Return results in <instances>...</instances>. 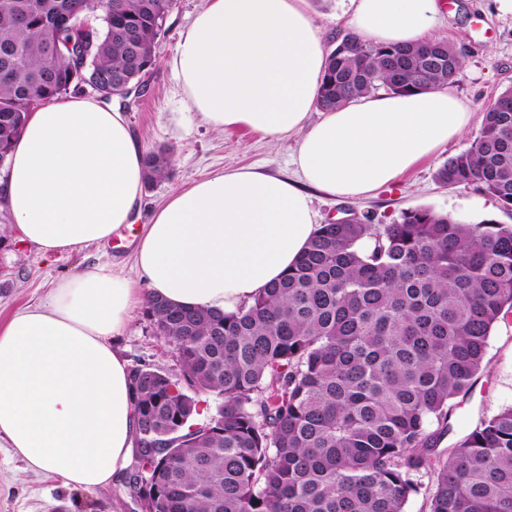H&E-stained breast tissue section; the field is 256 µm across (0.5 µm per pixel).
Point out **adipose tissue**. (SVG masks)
<instances>
[{"label": "adipose tissue", "instance_id": "1", "mask_svg": "<svg viewBox=\"0 0 512 512\" xmlns=\"http://www.w3.org/2000/svg\"><path fill=\"white\" fill-rule=\"evenodd\" d=\"M354 34L427 40L437 0H351ZM326 49L307 0H202L172 68L191 112L216 128L296 136L297 179L247 167L170 195L142 225L134 276L96 265L59 277L47 301L0 324V440L26 469L91 491L120 480L137 417L114 347L157 296L231 312L296 263L318 229L308 188L373 195L469 127L453 92L379 93L311 113ZM145 152L122 112L85 96L37 105L0 172L15 239L55 259L108 244L143 200Z\"/></svg>", "mask_w": 512, "mask_h": 512}]
</instances>
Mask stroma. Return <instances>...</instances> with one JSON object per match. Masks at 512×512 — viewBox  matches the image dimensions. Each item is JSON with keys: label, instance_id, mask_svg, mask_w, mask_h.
<instances>
[{"label": "stroma", "instance_id": "stroma-1", "mask_svg": "<svg viewBox=\"0 0 512 512\" xmlns=\"http://www.w3.org/2000/svg\"><path fill=\"white\" fill-rule=\"evenodd\" d=\"M200 4L201 0H176L166 21L168 33L157 50L158 66L148 82L149 89L125 110L143 149H165L173 160L165 181L145 186L144 207L148 210L161 206L174 191L231 166H252L289 178L296 175L292 164L296 138L274 140L246 128L215 129L189 111L171 60L180 31L192 22ZM307 4L325 47H335L350 33V0H307ZM431 36L463 53L464 64L452 91L469 101L473 110H481L512 87V13L501 10L498 0H452L451 5L441 6ZM480 128V119H473L459 139L373 197L350 201L311 190L317 223L332 222L347 207L373 213L379 224L392 223L401 211L420 207L474 224L485 220L512 223V216L491 196L464 187L445 188L434 178L440 165L471 146ZM9 222L1 211L0 322L16 310L44 301L62 275L100 262L115 264L126 275L131 272L134 237L128 229L118 230L107 246L92 245L49 262L36 248L20 247L10 234ZM117 346L129 366L170 372L176 369L171 347L154 334L142 308L134 309L133 321L118 338ZM487 358L489 368L472 396L455 406V434L444 439V446H451L455 437L463 436L480 417L512 406V314L493 330ZM0 512H137V507L124 482L92 492L70 490L46 475L25 470L10 449L0 447Z\"/></svg>", "mask_w": 512, "mask_h": 512}]
</instances>
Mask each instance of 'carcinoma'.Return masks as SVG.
Wrapping results in <instances>:
<instances>
[{
    "label": "carcinoma",
    "instance_id": "carcinoma-1",
    "mask_svg": "<svg viewBox=\"0 0 512 512\" xmlns=\"http://www.w3.org/2000/svg\"><path fill=\"white\" fill-rule=\"evenodd\" d=\"M174 5L108 0L110 23L73 30L61 18L87 13L86 0H0V159L36 103L92 81L145 94ZM79 41L90 70L72 55ZM463 64L442 40L381 45L348 33L328 54L317 106L447 89ZM171 166L150 150L144 179L162 181ZM434 177L512 213V88ZM143 311L179 372L131 371L127 481L141 512H404L422 472L429 512H512V407L440 448L455 400L486 370L493 328L512 313V224L431 208L391 224L357 213L320 225L288 273L233 312L160 298ZM201 395L217 405L199 424Z\"/></svg>",
    "mask_w": 512,
    "mask_h": 512
}]
</instances>
